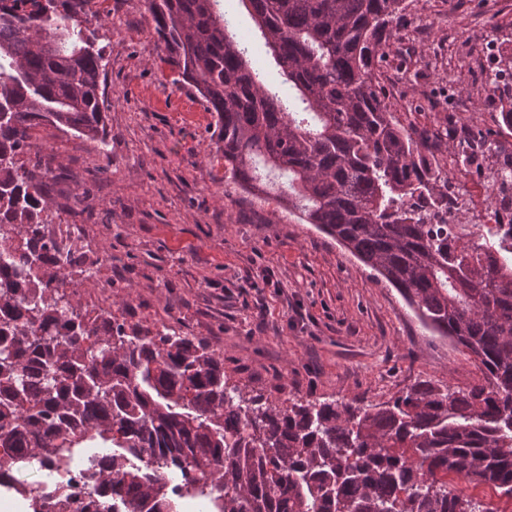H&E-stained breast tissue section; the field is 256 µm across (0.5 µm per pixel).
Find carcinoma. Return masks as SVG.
<instances>
[{
    "mask_svg": "<svg viewBox=\"0 0 512 512\" xmlns=\"http://www.w3.org/2000/svg\"><path fill=\"white\" fill-rule=\"evenodd\" d=\"M91 0H0V473L65 471L97 438L80 512H479L451 477L512 495V257L491 231L453 233L445 154L390 112L374 73L403 0H239L283 89L268 87L218 0H145L165 62L214 114L231 178L267 194L396 288L420 322L480 364L467 390L420 383L391 402L274 405L227 386L224 362L171 324L82 310L74 245L46 231L38 175L20 163L44 124L104 135L103 50L78 15ZM51 490L2 483L33 512Z\"/></svg>",
    "mask_w": 512,
    "mask_h": 512,
    "instance_id": "1",
    "label": "carcinoma"
}]
</instances>
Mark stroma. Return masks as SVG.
Instances as JSON below:
<instances>
[{"mask_svg": "<svg viewBox=\"0 0 512 512\" xmlns=\"http://www.w3.org/2000/svg\"><path fill=\"white\" fill-rule=\"evenodd\" d=\"M375 59L385 102L404 126L435 134L449 111L512 156V132L477 67L483 39L512 55V0H405ZM224 9L254 68L279 75L257 48L238 0ZM86 26L108 65L104 141L41 128L27 169H51L50 220L76 225L96 260L72 274L86 309L206 339L229 385L275 404L339 399L378 405L425 381L467 388L474 357L432 335L396 288L273 198L233 184L214 119L164 62L144 0H93Z\"/></svg>", "mask_w": 512, "mask_h": 512, "instance_id": "35a3bbf8", "label": "stroma"}]
</instances>
